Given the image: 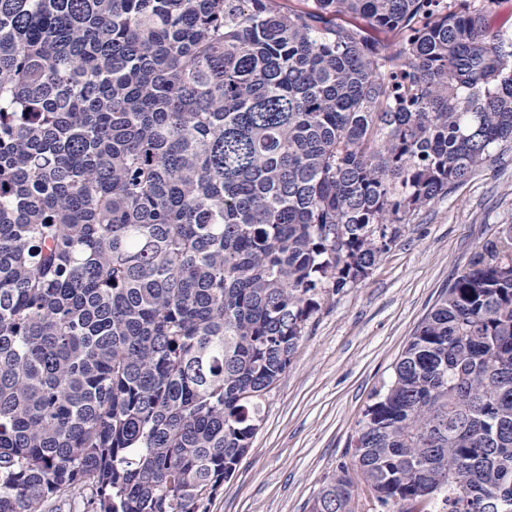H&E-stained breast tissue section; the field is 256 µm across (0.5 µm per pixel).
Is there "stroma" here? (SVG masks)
Returning a JSON list of instances; mask_svg holds the SVG:
<instances>
[{
	"label": "stroma",
	"mask_w": 512,
	"mask_h": 512,
	"mask_svg": "<svg viewBox=\"0 0 512 512\" xmlns=\"http://www.w3.org/2000/svg\"><path fill=\"white\" fill-rule=\"evenodd\" d=\"M503 224L511 151L422 210L362 282L324 301L208 512H308L326 477L350 463L357 424L420 321Z\"/></svg>",
	"instance_id": "obj_1"
}]
</instances>
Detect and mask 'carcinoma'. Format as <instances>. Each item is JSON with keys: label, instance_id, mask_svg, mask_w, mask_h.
Returning a JSON list of instances; mask_svg holds the SVG:
<instances>
[{"label": "carcinoma", "instance_id": "1", "mask_svg": "<svg viewBox=\"0 0 512 512\" xmlns=\"http://www.w3.org/2000/svg\"><path fill=\"white\" fill-rule=\"evenodd\" d=\"M492 4L0 0V512H207L323 297L512 144ZM374 397L381 506L512 512V224ZM80 501L74 493L64 492L48 500L36 512H83Z\"/></svg>", "mask_w": 512, "mask_h": 512}]
</instances>
